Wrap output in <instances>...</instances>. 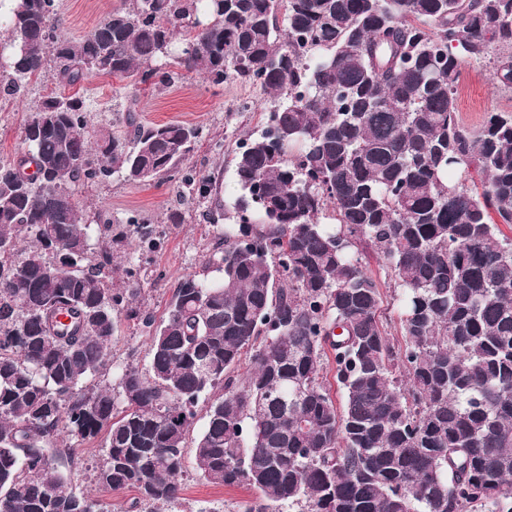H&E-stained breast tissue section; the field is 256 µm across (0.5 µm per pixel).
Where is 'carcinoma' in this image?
<instances>
[{
  "label": "carcinoma",
  "mask_w": 512,
  "mask_h": 512,
  "mask_svg": "<svg viewBox=\"0 0 512 512\" xmlns=\"http://www.w3.org/2000/svg\"><path fill=\"white\" fill-rule=\"evenodd\" d=\"M0 26L1 96L54 70L274 97L158 322L112 288V243L133 237L109 224L91 244L75 192L115 175L206 198L212 179L183 173L203 127L129 108L92 143L80 97L29 112L24 157L0 161V512H108L47 453L100 434V485L176 503L209 394L194 469L253 490L244 512H512V113L475 129L455 107L494 44L512 87V0H122L78 41L57 0H11ZM123 316L150 366L111 381Z\"/></svg>",
  "instance_id": "carcinoma-1"
}]
</instances>
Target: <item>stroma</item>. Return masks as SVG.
I'll list each match as a JSON object with an SVG mask.
<instances>
[{
    "label": "stroma",
    "instance_id": "1",
    "mask_svg": "<svg viewBox=\"0 0 512 512\" xmlns=\"http://www.w3.org/2000/svg\"><path fill=\"white\" fill-rule=\"evenodd\" d=\"M119 3L120 0H60L64 34L80 39ZM61 91L86 101L87 135L91 138L111 128L113 113L129 106L135 108L138 120L148 125L182 122L200 124L205 129L184 169L199 177L214 178L210 198L187 204L180 201L176 185L131 184L116 178L79 187L75 194L80 210L89 219L107 218L115 224L132 220L161 230L160 241L152 251H139L119 242L113 244L112 254L115 264L136 272L132 278L117 275V288L135 289L136 304L162 316L176 284L200 268L216 243L212 215L237 191L233 157L245 139L262 129L270 96L249 83L231 81L215 86L194 74L184 76L166 90L133 86L110 76H93L65 88L47 78L32 85L23 99L0 97V160L13 161L24 153L23 127L29 105ZM456 107L465 124L480 126L487 113L512 111V88L493 80L491 62L463 65L456 86ZM175 210L184 213L183 223L169 222L168 216ZM148 342L141 325L120 320L112 344L113 368L131 363L148 370ZM206 409V403H199L194 429L186 438L179 512H241V503L252 497L249 489L210 483L193 467ZM103 446L100 437L84 443L78 448L75 461H63L62 470L77 492L101 500L109 512H129L136 497L134 491L106 490L94 480L93 469L102 459Z\"/></svg>",
    "mask_w": 512,
    "mask_h": 512
}]
</instances>
